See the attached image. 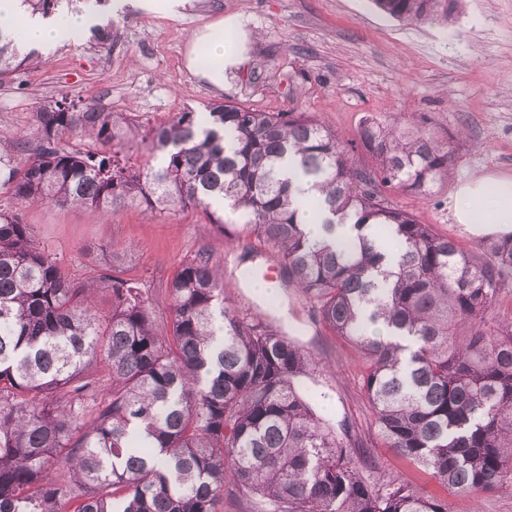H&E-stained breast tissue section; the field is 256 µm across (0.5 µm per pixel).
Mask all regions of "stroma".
Here are the masks:
<instances>
[{"label": "stroma", "mask_w": 512, "mask_h": 512, "mask_svg": "<svg viewBox=\"0 0 512 512\" xmlns=\"http://www.w3.org/2000/svg\"><path fill=\"white\" fill-rule=\"evenodd\" d=\"M222 17L242 19L246 39L218 92L188 70L186 55L193 31ZM110 22L109 47L85 36L72 39L0 87V145H13L32 128L36 112L65 93L153 124L224 102L304 112L349 138L368 115L422 121L443 141L463 132L453 180L428 198L393 192L389 199L466 248L479 237L451 218L456 183L477 174L512 175V0H460L448 21L418 27L391 18L371 0H191L178 19L130 8ZM22 218L62 258L68 278L80 281L92 264H110L119 277L141 284L161 323L169 317L167 283L185 260L209 250L238 315L280 325L310 351L314 366L301 389L315 395L330 422L349 426L368 459L364 476L410 480L440 494L427 473L381 447L362 388V353L323 324L262 239L224 237L190 207L161 214L128 207L103 220L81 209L32 206ZM247 267L273 273L276 300L242 279Z\"/></svg>", "instance_id": "stroma-1"}]
</instances>
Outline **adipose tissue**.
I'll list each match as a JSON object with an SVG mask.
<instances>
[{"label": "adipose tissue", "instance_id": "1", "mask_svg": "<svg viewBox=\"0 0 512 512\" xmlns=\"http://www.w3.org/2000/svg\"><path fill=\"white\" fill-rule=\"evenodd\" d=\"M95 22L91 9L70 10L42 16L27 11L21 0H0V24L19 25L20 41L50 51ZM238 20L203 24L193 34L187 55L188 68L212 89L223 91L224 68L238 59L237 41H225V32H240ZM455 223L476 232L512 231V176L481 175L460 182L452 196Z\"/></svg>", "mask_w": 512, "mask_h": 512}]
</instances>
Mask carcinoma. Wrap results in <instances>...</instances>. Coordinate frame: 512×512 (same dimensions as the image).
Segmentation results:
<instances>
[{
    "mask_svg": "<svg viewBox=\"0 0 512 512\" xmlns=\"http://www.w3.org/2000/svg\"><path fill=\"white\" fill-rule=\"evenodd\" d=\"M89 0H22L48 16ZM458 0H373L408 23L448 20ZM36 60L0 27V86ZM360 145L304 112L224 102L202 119L139 121L64 94L32 136L0 149V512H218L224 483L269 512H448L409 483L377 486L295 380L314 360L274 325L224 303L198 251L168 284L157 322L141 284L94 265L74 282L13 206L109 216L125 206L200 209L226 234L254 233L336 335L365 356L377 438L453 495L512 488V314L495 315L512 276V234L474 251L391 204L448 181L461 135L445 142L365 118ZM141 152L132 166L124 148ZM292 153L316 194L302 203L280 161ZM221 200L234 216L212 210ZM322 217L325 239L305 232ZM369 228L395 259L336 224ZM112 293L100 313L96 293ZM383 325L389 335L376 333ZM105 363L106 381L90 370Z\"/></svg>",
    "mask_w": 512,
    "mask_h": 512,
    "instance_id": "1",
    "label": "carcinoma"
}]
</instances>
